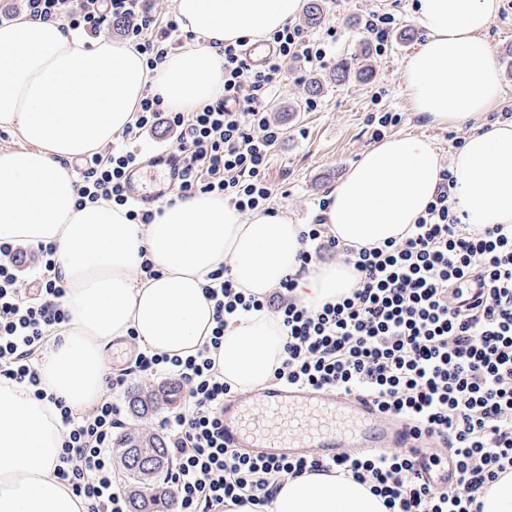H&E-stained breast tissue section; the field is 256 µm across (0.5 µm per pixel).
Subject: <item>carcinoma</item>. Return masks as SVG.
I'll return each mask as SVG.
<instances>
[{"label":"carcinoma","instance_id":"cac0c4a2","mask_svg":"<svg viewBox=\"0 0 512 512\" xmlns=\"http://www.w3.org/2000/svg\"><path fill=\"white\" fill-rule=\"evenodd\" d=\"M324 20L322 0H306L304 22L318 27ZM121 463L129 479L134 512H165L170 495L161 473L169 466L163 438L152 432L126 434L118 441Z\"/></svg>","mask_w":512,"mask_h":512}]
</instances>
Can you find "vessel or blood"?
<instances>
[{
	"label": "vessel or blood",
	"instance_id": "obj_1",
	"mask_svg": "<svg viewBox=\"0 0 512 512\" xmlns=\"http://www.w3.org/2000/svg\"><path fill=\"white\" fill-rule=\"evenodd\" d=\"M224 445L261 459L338 461L401 451L432 485L456 484L455 465H442L446 448L427 431L379 410L371 397L332 388L270 383L224 400Z\"/></svg>",
	"mask_w": 512,
	"mask_h": 512
}]
</instances>
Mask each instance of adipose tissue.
<instances>
[{
	"label": "adipose tissue",
	"instance_id": "1",
	"mask_svg": "<svg viewBox=\"0 0 512 512\" xmlns=\"http://www.w3.org/2000/svg\"><path fill=\"white\" fill-rule=\"evenodd\" d=\"M303 0H173L193 43L147 68L133 45L93 41L58 24L22 15L0 23V127L21 142L0 147V242L55 244L67 285L69 320L47 345L43 388L88 412L105 391L107 348L138 347L187 356L209 342L214 304L209 272L229 265L236 285L258 297L299 267L303 225L287 214L241 212L223 196L198 193L160 206L136 224L124 208L100 201L77 207L71 161L111 144L132 125L141 99L190 112L223 92L215 47L259 39L294 20ZM498 0H417L427 34L406 62L402 83L413 108L435 125L473 123L455 153L454 197L465 223L512 224V123L482 124L498 100L499 71L484 36ZM442 158L419 136L398 134L365 150L329 195L323 225L346 247H378L404 237L435 194ZM156 277H144L142 261ZM356 285L345 260L311 264L295 290L319 307ZM281 320L263 310L237 318L224 333L219 367L234 389L265 386L286 357ZM61 424L54 406L24 385L0 383V512H84L55 476ZM274 512H387L369 488L305 474L284 480Z\"/></svg>",
	"mask_w": 512,
	"mask_h": 512
}]
</instances>
